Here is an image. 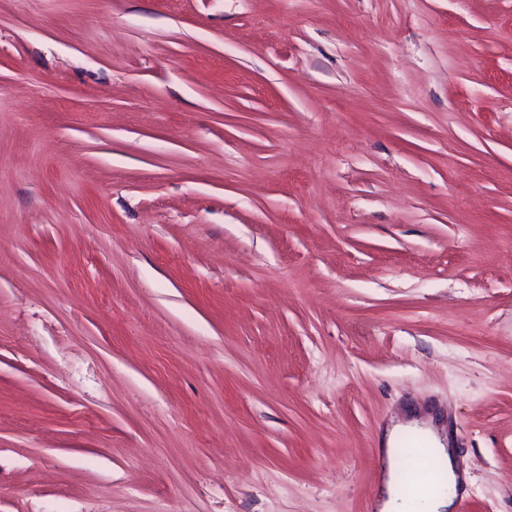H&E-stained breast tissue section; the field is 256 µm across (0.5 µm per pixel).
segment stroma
Instances as JSON below:
<instances>
[{
    "label": "stroma",
    "instance_id": "obj_1",
    "mask_svg": "<svg viewBox=\"0 0 512 512\" xmlns=\"http://www.w3.org/2000/svg\"><path fill=\"white\" fill-rule=\"evenodd\" d=\"M414 417L512 512V0H0V512H374Z\"/></svg>",
    "mask_w": 512,
    "mask_h": 512
}]
</instances>
